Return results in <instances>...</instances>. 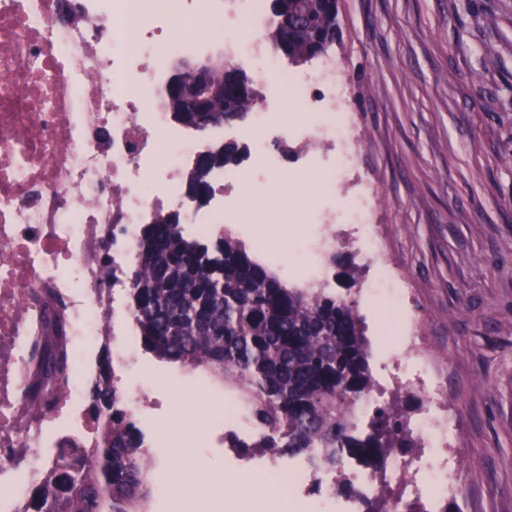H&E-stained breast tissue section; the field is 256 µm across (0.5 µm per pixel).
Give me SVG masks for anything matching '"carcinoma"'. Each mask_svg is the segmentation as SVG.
Instances as JSON below:
<instances>
[{
	"label": "carcinoma",
	"mask_w": 512,
	"mask_h": 512,
	"mask_svg": "<svg viewBox=\"0 0 512 512\" xmlns=\"http://www.w3.org/2000/svg\"><path fill=\"white\" fill-rule=\"evenodd\" d=\"M271 49L296 65L312 61V33L323 35L319 55L336 42V0H271ZM211 79L224 94L208 99V113L184 112L178 93L166 88L163 109L186 122L203 116L245 120L257 92L240 93L246 72L213 61ZM242 149L222 144L195 165L186 190L207 201L210 173L237 162ZM129 306L145 350L157 358L205 369L235 386L262 430L258 442L233 448H266L273 454H314L334 465L347 454L378 467L389 453L413 447L406 411L391 402L378 408L369 431L357 433L348 405L373 386L364 331L344 300L290 286L253 257L230 233L201 242L183 235L179 219L160 215L142 228L134 266L126 273ZM104 359L89 388L91 412L104 419L84 448H62L45 476L27 487L14 512H130L147 495L150 450L131 423Z\"/></svg>",
	"instance_id": "carcinoma-1"
}]
</instances>
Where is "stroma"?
I'll return each instance as SVG.
<instances>
[{
  "instance_id": "35a3bbf8",
  "label": "stroma",
  "mask_w": 512,
  "mask_h": 512,
  "mask_svg": "<svg viewBox=\"0 0 512 512\" xmlns=\"http://www.w3.org/2000/svg\"><path fill=\"white\" fill-rule=\"evenodd\" d=\"M341 37L328 55L348 91L359 177L378 197L386 256L410 291L412 318L444 365L458 412L466 488L456 512H512V0H340ZM269 239L293 240L319 200L283 177ZM331 292L355 303L380 352L397 351L391 316L355 295L364 273L341 245ZM204 372L135 346L124 382L146 422L173 429L178 393ZM185 455L233 475L264 448L187 446Z\"/></svg>"
}]
</instances>
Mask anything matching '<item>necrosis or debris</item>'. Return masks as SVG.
<instances>
[{"label": "necrosis or debris", "mask_w": 512, "mask_h": 512, "mask_svg": "<svg viewBox=\"0 0 512 512\" xmlns=\"http://www.w3.org/2000/svg\"><path fill=\"white\" fill-rule=\"evenodd\" d=\"M216 16L243 21V36L228 42L225 60L251 68L268 103L238 129L242 158L211 173V196L200 208L183 192V177L224 134L173 122L159 92L171 58L204 55ZM270 25L265 0H0V484L13 493L24 492L30 474L15 462V448H29L36 465L48 449L94 434L98 421L82 404V388L97 376L98 341L109 342L118 363L129 357L132 340L116 338L114 316L143 225L176 212L199 234L223 232L236 196L255 190L253 173H287L288 145L309 135L342 147L329 164L304 169L318 175L323 193L353 171L354 127L340 106L335 62L298 79L271 56ZM173 26L188 38L171 40ZM288 100L303 107L304 123L289 121L282 110ZM376 205L368 188L338 202L357 224L352 245L375 263L358 294L396 293L405 312L410 298L397 294L396 274L379 260ZM58 330L67 346L54 387L42 367L47 338ZM401 343L407 371L378 381L352 404L351 416L364 423L390 389L419 391L429 405L408 420L417 447L390 456L380 471L353 458L335 467L311 456L281 459L273 471L294 512L321 505L365 512L389 491L392 512H405L421 496L438 501L460 493L464 448L453 408L440 397L429 338L409 321ZM341 483L352 492L339 502L333 491Z\"/></svg>", "instance_id": "obj_1"}]
</instances>
